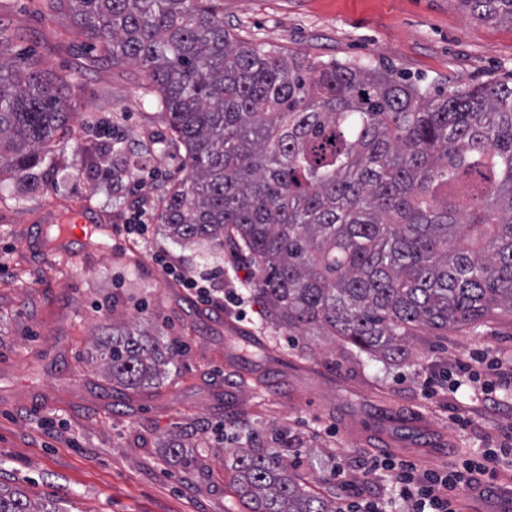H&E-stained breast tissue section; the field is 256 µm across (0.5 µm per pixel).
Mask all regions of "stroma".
<instances>
[{
  "label": "stroma",
  "instance_id": "stroma-1",
  "mask_svg": "<svg viewBox=\"0 0 512 512\" xmlns=\"http://www.w3.org/2000/svg\"><path fill=\"white\" fill-rule=\"evenodd\" d=\"M220 2L225 27L264 49L389 67L435 94L512 72V25L474 19L460 0ZM0 26L13 34L1 61L37 58L69 89L68 126L37 177L0 180L1 485L34 501L64 498L68 512H237L233 450L248 433L267 445L284 431L314 436L288 459L315 489L389 502L391 479L365 474L372 458L439 469L512 445V404L485 406L466 383L434 395L423 387L427 373L451 375L476 348L512 359V317L438 336L417 330L410 359L392 363L273 326L248 289L205 304L181 275L212 273L227 290L254 269L244 253L225 248L216 265L158 221L141 238L122 229L142 207L158 218L185 174L143 68L105 60L43 0H0ZM83 206L110 226L107 250L79 235L48 248L47 226ZM116 323L180 346L161 384L113 388L99 339ZM245 349L261 359L240 365ZM175 432L186 436L179 459L163 446ZM482 482L495 493H464L461 512H512V474Z\"/></svg>",
  "mask_w": 512,
  "mask_h": 512
}]
</instances>
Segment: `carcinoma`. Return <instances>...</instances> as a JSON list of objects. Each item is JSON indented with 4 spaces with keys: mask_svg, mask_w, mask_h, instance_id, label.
<instances>
[{
    "mask_svg": "<svg viewBox=\"0 0 512 512\" xmlns=\"http://www.w3.org/2000/svg\"><path fill=\"white\" fill-rule=\"evenodd\" d=\"M512 24V0H460ZM147 88L185 150L162 212L172 239L259 273L255 296L290 331L410 356L441 334L512 315V77L434 97L388 68L297 59L231 34L216 0H44ZM67 87L41 63L0 61V175L26 179L68 123ZM112 383H162L177 351L132 325L103 342ZM279 450L236 451L238 512H336ZM0 512H66L0 488Z\"/></svg>",
    "mask_w": 512,
    "mask_h": 512,
    "instance_id": "carcinoma-1",
    "label": "carcinoma"
}]
</instances>
